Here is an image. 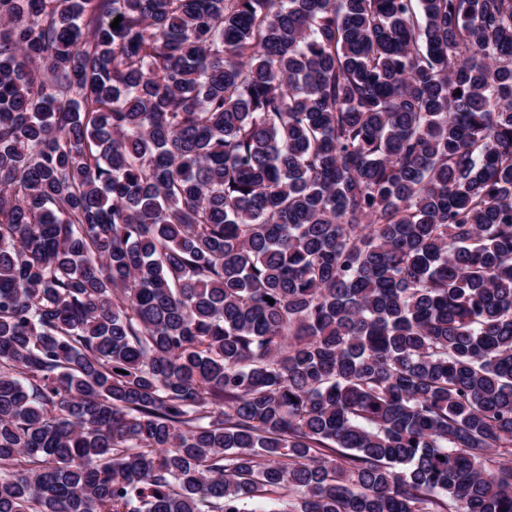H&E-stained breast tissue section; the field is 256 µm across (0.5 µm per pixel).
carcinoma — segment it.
Returning a JSON list of instances; mask_svg holds the SVG:
<instances>
[{
  "mask_svg": "<svg viewBox=\"0 0 512 512\" xmlns=\"http://www.w3.org/2000/svg\"><path fill=\"white\" fill-rule=\"evenodd\" d=\"M260 499L512 512V0H0V512Z\"/></svg>",
  "mask_w": 512,
  "mask_h": 512,
  "instance_id": "obj_1",
  "label": "carcinoma"
}]
</instances>
